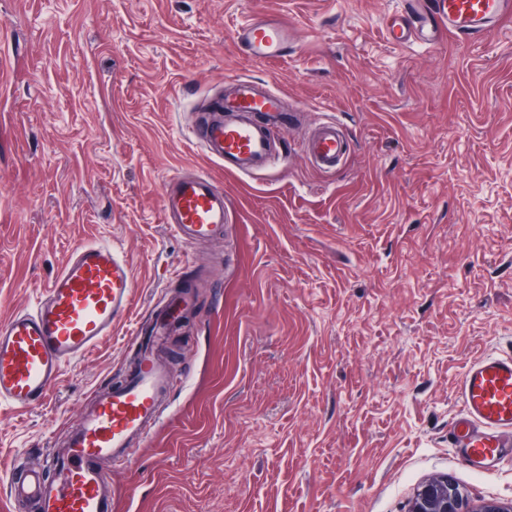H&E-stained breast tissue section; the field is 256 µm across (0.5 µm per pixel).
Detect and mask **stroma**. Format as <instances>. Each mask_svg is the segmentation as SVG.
Wrapping results in <instances>:
<instances>
[{
	"label": "stroma",
	"instance_id": "1",
	"mask_svg": "<svg viewBox=\"0 0 512 512\" xmlns=\"http://www.w3.org/2000/svg\"><path fill=\"white\" fill-rule=\"evenodd\" d=\"M397 7L0 0V321L83 241L119 248L137 280L44 406L0 407V470L120 382L138 321L188 291L163 355L175 419L112 472L138 512H409L442 475L512 504V462L475 470L448 436L466 365L512 355V19L397 46ZM266 13L295 32L276 61L233 40ZM237 77L306 110L274 170L225 172L188 136ZM320 115L349 140L332 175L302 148ZM180 171L223 188V235L189 244L165 223Z\"/></svg>",
	"mask_w": 512,
	"mask_h": 512
}]
</instances>
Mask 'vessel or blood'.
I'll return each mask as SVG.
<instances>
[{"instance_id": "vessel-or-blood-1", "label": "vessel or blood", "mask_w": 512, "mask_h": 512, "mask_svg": "<svg viewBox=\"0 0 512 512\" xmlns=\"http://www.w3.org/2000/svg\"><path fill=\"white\" fill-rule=\"evenodd\" d=\"M512 19V0H401L386 33L404 45L433 46L450 35H477ZM294 30L274 16H257L238 27L235 43L246 55L287 56ZM290 115L280 94L262 81L241 77L233 90L207 107L191 140L225 172L251 175L278 164L272 144ZM310 160L332 174L347 154L335 121L320 119L305 143ZM166 221L179 238L195 242L223 232L224 191L202 173L170 178L161 198ZM136 288L122 251L108 243L76 245L33 305L0 322V405L25 411L45 403L64 369L99 346L128 311ZM192 305L190 293L173 298L149 332L135 330L139 354L123 379L94 392L69 424L62 447L37 460L14 461L6 471L7 512H119L112 471L137 463L154 429L167 421L164 404L174 379L155 355ZM462 413L451 423L455 448L481 471L512 446V355L481 358L461 379Z\"/></svg>"}]
</instances>
